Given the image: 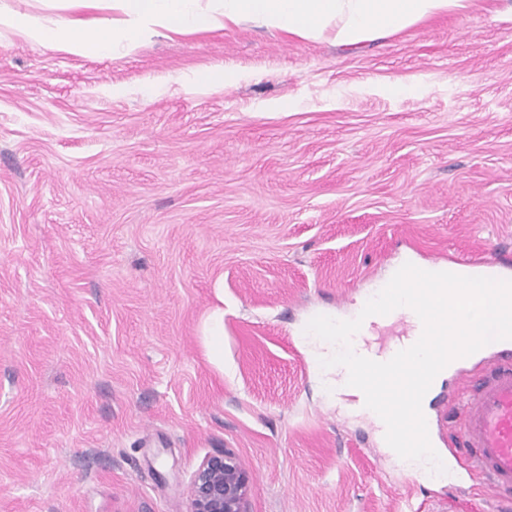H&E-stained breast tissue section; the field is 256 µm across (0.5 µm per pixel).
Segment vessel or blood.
I'll return each instance as SVG.
<instances>
[{
  "label": "vessel or blood",
  "mask_w": 512,
  "mask_h": 512,
  "mask_svg": "<svg viewBox=\"0 0 512 512\" xmlns=\"http://www.w3.org/2000/svg\"><path fill=\"white\" fill-rule=\"evenodd\" d=\"M476 365L462 379L460 434L448 444V459L482 479L501 512H512V339L493 342L457 359L458 369Z\"/></svg>",
  "instance_id": "1"
}]
</instances>
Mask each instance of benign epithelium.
Segmentation results:
<instances>
[{"mask_svg": "<svg viewBox=\"0 0 512 512\" xmlns=\"http://www.w3.org/2000/svg\"><path fill=\"white\" fill-rule=\"evenodd\" d=\"M249 479L230 451L206 458L190 485L188 512H247Z\"/></svg>", "mask_w": 512, "mask_h": 512, "instance_id": "1", "label": "benign epithelium"}]
</instances>
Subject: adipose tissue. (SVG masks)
Segmentation results:
<instances>
[{
  "label": "adipose tissue",
  "instance_id": "1",
  "mask_svg": "<svg viewBox=\"0 0 512 512\" xmlns=\"http://www.w3.org/2000/svg\"><path fill=\"white\" fill-rule=\"evenodd\" d=\"M74 2L88 11H111L109 25L94 29L73 15L46 20L0 7V32L17 33L29 43L72 55L108 56L118 49L134 52L155 36H186L254 21L302 39L327 33L337 44L355 46L395 36L437 15H465L475 6V0H221L215 9L202 0ZM336 332V325L326 318L309 330L310 351L334 387L342 371L331 341Z\"/></svg>",
  "mask_w": 512,
  "mask_h": 512
}]
</instances>
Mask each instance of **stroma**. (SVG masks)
<instances>
[{
    "instance_id": "stroma-1",
    "label": "stroma",
    "mask_w": 512,
    "mask_h": 512,
    "mask_svg": "<svg viewBox=\"0 0 512 512\" xmlns=\"http://www.w3.org/2000/svg\"><path fill=\"white\" fill-rule=\"evenodd\" d=\"M505 252L512 0L357 46L0 35V512H188L227 450L248 512H496L401 468L302 332L396 263ZM239 75L235 71L223 69L203 68L192 72L189 77L190 82L197 87H206L216 84H224V86H232L239 81Z\"/></svg>"
}]
</instances>
